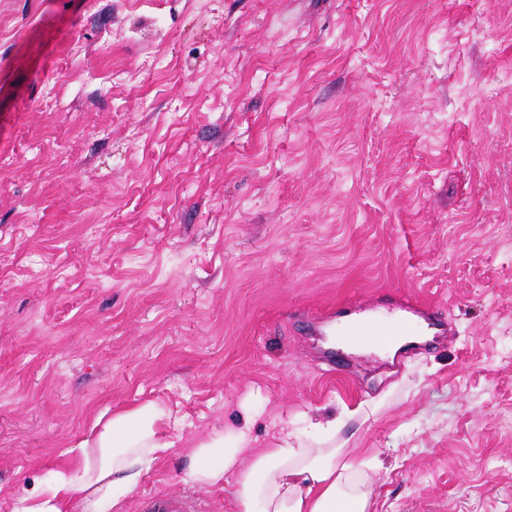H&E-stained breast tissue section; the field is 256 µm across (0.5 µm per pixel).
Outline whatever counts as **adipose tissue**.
I'll list each match as a JSON object with an SVG mask.
<instances>
[{"label": "adipose tissue", "mask_w": 512, "mask_h": 512, "mask_svg": "<svg viewBox=\"0 0 512 512\" xmlns=\"http://www.w3.org/2000/svg\"><path fill=\"white\" fill-rule=\"evenodd\" d=\"M176 445L155 403L96 418L88 436L69 448V462L35 492L17 496L13 512H128L130 493ZM344 455L288 434L269 448L251 447L243 434L228 445L215 427L193 441L184 480L228 488L234 512H365L371 492Z\"/></svg>", "instance_id": "ef3b65f1"}]
</instances>
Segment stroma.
<instances>
[{"instance_id": "obj_1", "label": "stroma", "mask_w": 512, "mask_h": 512, "mask_svg": "<svg viewBox=\"0 0 512 512\" xmlns=\"http://www.w3.org/2000/svg\"><path fill=\"white\" fill-rule=\"evenodd\" d=\"M407 298L448 335L325 356ZM148 401L512 512V0H0V512ZM188 463L129 512H233Z\"/></svg>"}]
</instances>
